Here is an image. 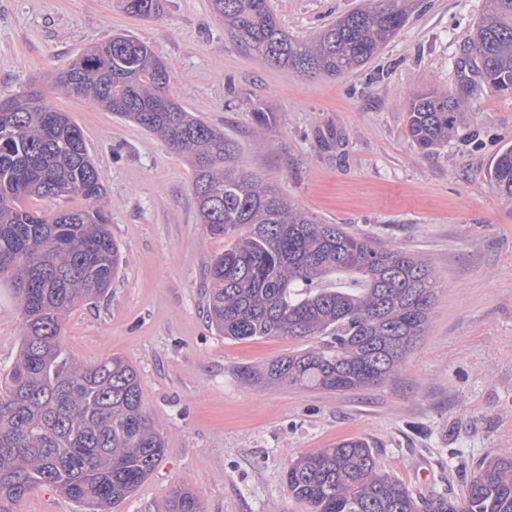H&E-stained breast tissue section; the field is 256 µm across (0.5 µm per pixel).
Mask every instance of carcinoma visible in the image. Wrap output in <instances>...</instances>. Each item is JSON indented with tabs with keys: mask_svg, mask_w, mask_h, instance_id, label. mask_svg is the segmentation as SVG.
Masks as SVG:
<instances>
[{
	"mask_svg": "<svg viewBox=\"0 0 512 512\" xmlns=\"http://www.w3.org/2000/svg\"><path fill=\"white\" fill-rule=\"evenodd\" d=\"M309 42L281 28L268 0H209L233 41L261 61L304 76L339 77L368 63L404 27L405 0H367ZM132 17L160 15L163 0H125ZM468 56L477 82L512 95V0H487ZM56 86L135 121L193 168L199 222L227 239L207 274L206 319L230 340L288 337L316 346L270 362V383L347 392L394 376L425 336L438 283L420 255L330 224L288 200L241 161L238 143L170 96L171 74L152 47L116 35L55 73ZM460 102L425 90L406 103L412 143L424 154L457 132ZM512 197V147L489 172ZM105 189L80 127L40 92L0 95V273L11 274L23 322L20 353L0 383V512L41 486L112 512L152 473L166 442L148 416L137 370L113 355L84 366L67 352L68 313L106 295L122 255L100 201ZM91 202L47 216L34 198ZM288 493L311 512H512V450L485 460L461 500H416L376 465L361 439L301 456ZM168 512H205L178 488Z\"/></svg>",
	"mask_w": 512,
	"mask_h": 512,
	"instance_id": "carcinoma-1",
	"label": "carcinoma"
}]
</instances>
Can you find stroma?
Returning a JSON list of instances; mask_svg holds the SVG:
<instances>
[{"label": "stroma", "mask_w": 512, "mask_h": 512, "mask_svg": "<svg viewBox=\"0 0 512 512\" xmlns=\"http://www.w3.org/2000/svg\"><path fill=\"white\" fill-rule=\"evenodd\" d=\"M363 3L269 7L305 41ZM484 5L413 0L376 57L342 77L310 78L246 52L209 0H165L163 15L147 19L126 14L121 0H0V93L30 83L73 117L123 255L108 295L68 315L64 346L85 365L113 354L129 361L166 440L117 512H166L179 485L206 512H309L285 487L289 462L350 438L368 441L380 469L413 496L460 498L485 457L512 449V197L489 180L494 157L512 146V96L462 90ZM117 33L152 46L173 75L175 101L235 139L247 166L293 203L428 261L438 299L394 377L346 393L271 384L264 368L307 342L228 340L209 327L203 285L225 239L198 220L189 163L133 120L48 83ZM424 89L461 101L456 135L430 155L413 146L405 109ZM21 323L1 278L0 377L20 350Z\"/></svg>", "instance_id": "obj_1"}]
</instances>
